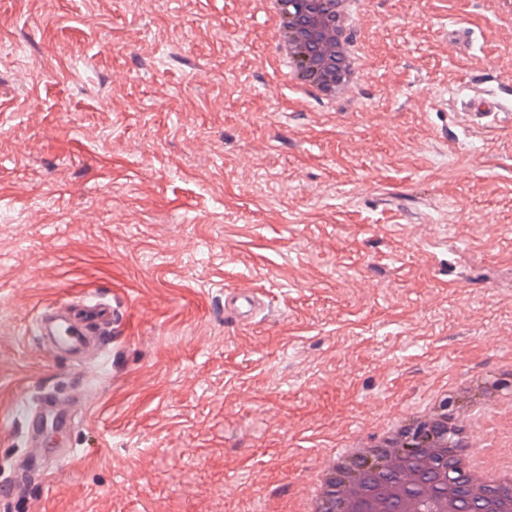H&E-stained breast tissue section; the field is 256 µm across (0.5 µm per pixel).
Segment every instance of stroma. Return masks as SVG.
Masks as SVG:
<instances>
[{"mask_svg":"<svg viewBox=\"0 0 512 512\" xmlns=\"http://www.w3.org/2000/svg\"><path fill=\"white\" fill-rule=\"evenodd\" d=\"M359 24L331 103L280 80L257 0H0V475L75 382L39 311L122 314L26 512H288L348 437L512 368V122L460 106L512 103V23L366 0ZM229 288L264 315L226 318ZM332 68L336 70L337 79L347 84L355 81L362 73L363 61L359 49L350 40L342 42L340 53L331 61ZM465 107L471 111L478 121L486 118H492V121L500 115L498 112V100L494 95L472 97L468 102H464ZM266 308L265 295L258 289L225 290L224 315L225 317L233 316L242 325L254 322Z\"/></svg>","mask_w":512,"mask_h":512,"instance_id":"stroma-1","label":"stroma"}]
</instances>
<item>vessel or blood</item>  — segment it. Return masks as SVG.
Listing matches in <instances>:
<instances>
[{"label": "vessel or blood", "mask_w": 512, "mask_h": 512, "mask_svg": "<svg viewBox=\"0 0 512 512\" xmlns=\"http://www.w3.org/2000/svg\"><path fill=\"white\" fill-rule=\"evenodd\" d=\"M467 109L477 120L497 118L498 100L494 95L470 98ZM267 308L264 294L257 289H231L224 293V313L247 325ZM116 313L102 301L64 303L40 311L37 331L41 349L53 357H63L79 364L98 353L112 334ZM91 404V395L80 389L69 397L47 395L35 409L25 412L26 439L38 443L44 434L71 428L76 413Z\"/></svg>", "instance_id": "obj_1"}]
</instances>
